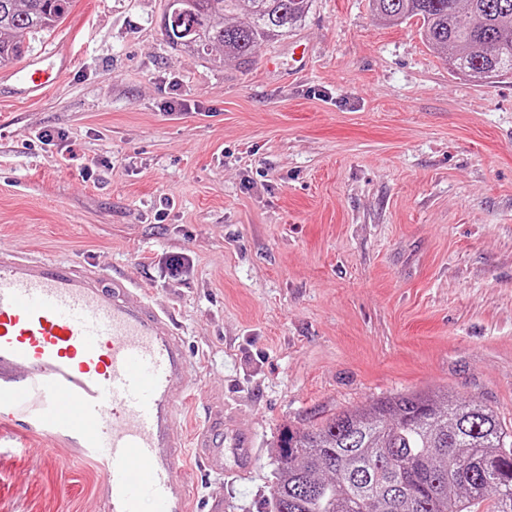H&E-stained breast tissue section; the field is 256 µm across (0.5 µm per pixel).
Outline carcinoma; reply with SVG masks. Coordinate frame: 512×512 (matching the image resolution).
<instances>
[{"label":"carcinoma","instance_id":"carcinoma-1","mask_svg":"<svg viewBox=\"0 0 512 512\" xmlns=\"http://www.w3.org/2000/svg\"><path fill=\"white\" fill-rule=\"evenodd\" d=\"M72 0H0V64L56 27ZM166 0V37L214 65L251 62L288 35L309 0ZM398 25L421 24L424 43L453 69L487 81L512 75V0H369ZM237 21L224 24V17ZM512 512V429L480 404L446 393H406L281 429L270 512Z\"/></svg>","mask_w":512,"mask_h":512}]
</instances>
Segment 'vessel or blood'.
Returning <instances> with one entry per match:
<instances>
[{
  "label": "vessel or blood",
  "mask_w": 512,
  "mask_h": 512,
  "mask_svg": "<svg viewBox=\"0 0 512 512\" xmlns=\"http://www.w3.org/2000/svg\"><path fill=\"white\" fill-rule=\"evenodd\" d=\"M60 70L32 60L20 95L40 97ZM193 362L168 308L133 277L106 278L0 245V425L34 431L98 464L107 512H192L181 474L187 448L208 471L256 463L250 433L212 402L184 438L181 403L193 395Z\"/></svg>",
  "instance_id": "vessel-or-blood-1"
}]
</instances>
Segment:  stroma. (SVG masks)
I'll use <instances>...</instances> for the list:
<instances>
[{
	"mask_svg": "<svg viewBox=\"0 0 512 512\" xmlns=\"http://www.w3.org/2000/svg\"><path fill=\"white\" fill-rule=\"evenodd\" d=\"M164 9L73 0L31 38L26 60L70 66L37 99L0 94V243L173 311L186 433L217 395L257 455L246 477L187 456L194 512H269L280 429L381 397L443 390L512 427V77L455 75L369 0H311L246 69L174 47ZM12 438L0 512H101L96 465Z\"/></svg>",
	"mask_w": 512,
	"mask_h": 512,
	"instance_id": "stroma-1",
	"label": "stroma"
}]
</instances>
